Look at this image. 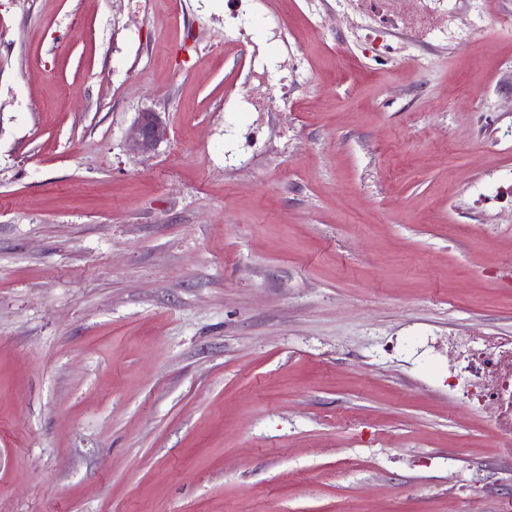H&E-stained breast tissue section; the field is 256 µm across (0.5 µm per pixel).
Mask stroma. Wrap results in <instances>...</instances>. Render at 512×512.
Masks as SVG:
<instances>
[{
  "instance_id": "35a3bbf8",
  "label": "stroma",
  "mask_w": 512,
  "mask_h": 512,
  "mask_svg": "<svg viewBox=\"0 0 512 512\" xmlns=\"http://www.w3.org/2000/svg\"><path fill=\"white\" fill-rule=\"evenodd\" d=\"M227 2L0 0V512H498L448 335L512 336V0H265L289 86ZM231 1H236L231 13V17L235 22L231 24L226 31L224 26V40L225 42L234 44L241 42L244 39H249L251 34L248 33V31L252 27L254 15L251 10L242 8L243 3L241 0ZM242 106L248 112H273L288 109V93L284 92L280 96L269 95L263 99H245ZM167 138V126L157 112L145 110L137 112L134 121V136L131 149L141 155L153 153L160 143Z\"/></svg>"
}]
</instances>
